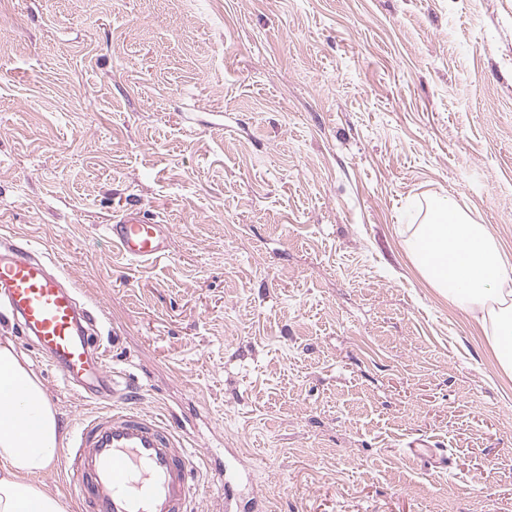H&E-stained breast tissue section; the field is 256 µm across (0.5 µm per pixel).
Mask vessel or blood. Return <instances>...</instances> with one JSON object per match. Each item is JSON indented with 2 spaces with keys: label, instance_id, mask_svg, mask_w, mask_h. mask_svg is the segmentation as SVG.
Segmentation results:
<instances>
[{
  "label": "vessel or blood",
  "instance_id": "1",
  "mask_svg": "<svg viewBox=\"0 0 512 512\" xmlns=\"http://www.w3.org/2000/svg\"><path fill=\"white\" fill-rule=\"evenodd\" d=\"M105 233L129 260L169 255V236L156 219L123 210ZM52 264L27 241L1 248L0 303L66 384L103 403L79 422L70 447L59 452L81 512H197L203 481L218 485L224 512H265L257 492L244 491L232 457L188 451L174 418L132 406L127 388L107 370L97 310L80 303L75 289L52 273ZM409 451L442 466L451 463L444 449L425 439L411 441Z\"/></svg>",
  "mask_w": 512,
  "mask_h": 512
}]
</instances>
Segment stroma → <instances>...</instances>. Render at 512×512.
Returning <instances> with one entry per match:
<instances>
[{"mask_svg": "<svg viewBox=\"0 0 512 512\" xmlns=\"http://www.w3.org/2000/svg\"><path fill=\"white\" fill-rule=\"evenodd\" d=\"M444 198L512 256V0H0V238L268 512H512V379L405 252ZM122 209L168 258L113 248ZM0 336L66 429L98 411ZM166 225L155 218H145L119 211L106 224V237L112 246L129 260L153 261L169 256V236ZM409 452L419 459L431 458L435 463L442 466H451L450 455L445 453L444 448H430V443L425 439H415L408 444Z\"/></svg>", "mask_w": 512, "mask_h": 512, "instance_id": "obj_1", "label": "stroma"}]
</instances>
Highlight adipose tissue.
Here are the masks:
<instances>
[{
	"mask_svg": "<svg viewBox=\"0 0 512 512\" xmlns=\"http://www.w3.org/2000/svg\"><path fill=\"white\" fill-rule=\"evenodd\" d=\"M405 248L423 279L480 323L501 371L512 377V258L486 226L435 200ZM65 438L28 360L0 339V512H70L64 496L39 481Z\"/></svg>",
	"mask_w": 512,
	"mask_h": 512,
	"instance_id": "1",
	"label": "adipose tissue"
}]
</instances>
